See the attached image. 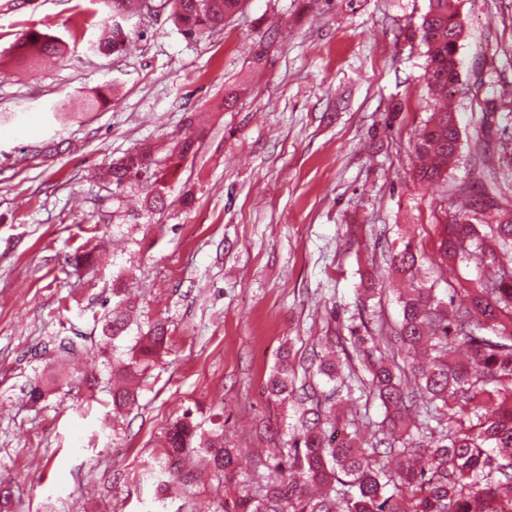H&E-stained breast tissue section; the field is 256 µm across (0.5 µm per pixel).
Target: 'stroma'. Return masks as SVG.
Returning a JSON list of instances; mask_svg holds the SVG:
<instances>
[{"instance_id": "obj_1", "label": "stroma", "mask_w": 512, "mask_h": 512, "mask_svg": "<svg viewBox=\"0 0 512 512\" xmlns=\"http://www.w3.org/2000/svg\"><path fill=\"white\" fill-rule=\"evenodd\" d=\"M428 5L245 0L201 41L162 12L128 20L126 50L104 56L89 47L112 20L104 0H0V479L12 512H178L186 502L224 512L288 445L296 408L263 392L281 348L301 368L321 338L396 325L402 282L386 256L407 242L433 252L476 161L496 170L512 209V0H459V157L447 184L412 178L434 102L424 46L399 33ZM30 29L65 41L64 58L17 65L12 47ZM102 89L111 104L83 111ZM61 100L67 111H52ZM194 123L206 139L174 160L163 215L145 217L139 187L97 178L143 141L165 157ZM80 248L101 263L74 269ZM116 288L137 310L106 358L101 324ZM158 319L167 344L138 378L137 405L113 418L110 361L127 359ZM57 336L85 343L63 361ZM37 385L45 396L34 403ZM187 409L203 426L223 422L242 470L225 481L189 457L196 482L160 499L144 466Z\"/></svg>"}]
</instances>
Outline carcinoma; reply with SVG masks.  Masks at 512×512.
Listing matches in <instances>:
<instances>
[{"label":"carcinoma","instance_id":"obj_1","mask_svg":"<svg viewBox=\"0 0 512 512\" xmlns=\"http://www.w3.org/2000/svg\"><path fill=\"white\" fill-rule=\"evenodd\" d=\"M243 0H159L155 10H170L187 39H203L224 28L226 16ZM112 16L145 15L147 0H111ZM463 32L457 0H429L420 25L405 33L419 40L428 58L429 90L442 97L459 92L463 83L457 47ZM129 34L117 22L94 41V50L111 55L124 47ZM67 44L35 29L18 40L21 62L62 55ZM431 129L418 137L414 151L422 164L413 172L420 182L448 178L460 147L453 112L444 107L429 117ZM200 147V137L176 141L170 154L185 158ZM169 167L157 163L144 144L102 168L99 178L120 190L129 185L145 191V213L168 207ZM468 203L441 225L437 256L442 263L474 265L477 281L449 284L459 303L448 307L423 285L400 296L402 319L394 335L384 336L390 354L374 357L363 351L370 397L386 410L382 437L364 447L358 434L335 440L340 416L336 400L344 384L343 369L355 373L350 359L317 354L313 374L330 385L319 391L307 382L296 385L290 352L280 355L266 381L268 396L295 400L300 406L289 448L276 459L273 474L255 495L244 494L224 504V512H512V266L499 253H512V213L500 209L489 192L495 173L479 172ZM496 210L500 219L478 229L473 215ZM423 256L411 243L392 253L390 265L414 279ZM129 330L126 313L115 308L104 319V340L115 342ZM167 343V325L155 322L135 345L134 362L112 364L121 383L112 386V406L138 400L136 379L143 363ZM164 455L149 466L162 496L181 482L183 461L191 453L207 458L214 476L238 473L237 450L226 445L224 431L200 430L186 410L166 435Z\"/></svg>","mask_w":512,"mask_h":512}]
</instances>
